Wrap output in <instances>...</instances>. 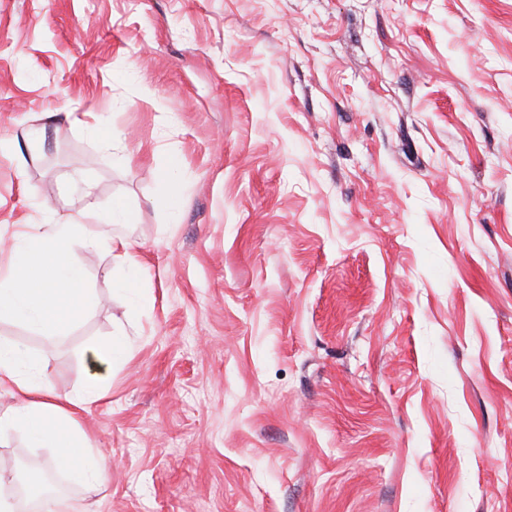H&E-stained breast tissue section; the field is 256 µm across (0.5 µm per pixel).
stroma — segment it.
<instances>
[{
  "label": "stroma",
  "instance_id": "obj_1",
  "mask_svg": "<svg viewBox=\"0 0 512 512\" xmlns=\"http://www.w3.org/2000/svg\"><path fill=\"white\" fill-rule=\"evenodd\" d=\"M116 203L66 512H512V0H0V236ZM124 335H114L105 342L98 344L91 351L93 355L104 364L112 365L114 360L124 349Z\"/></svg>",
  "mask_w": 512,
  "mask_h": 512
}]
</instances>
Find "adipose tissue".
Returning <instances> with one entry per match:
<instances>
[{
	"mask_svg": "<svg viewBox=\"0 0 512 512\" xmlns=\"http://www.w3.org/2000/svg\"><path fill=\"white\" fill-rule=\"evenodd\" d=\"M17 242L11 262L0 265V318L24 321L41 335H63L67 321L97 303L85 284L79 251L104 247L116 252L129 270L121 290L128 294L140 290L138 262L126 237H104L90 231L89 224L58 218L50 224L27 225ZM102 387L101 379H92L84 383L82 396L57 401L51 382L33 374L23 351L1 340L0 389L13 392L19 403L0 411V442L26 432L36 447L54 449L50 464L65 468L76 482L90 486L104 482L109 460L90 446L79 424L86 402Z\"/></svg>",
	"mask_w": 512,
	"mask_h": 512,
	"instance_id": "ef3b65f1",
	"label": "adipose tissue"
}]
</instances>
